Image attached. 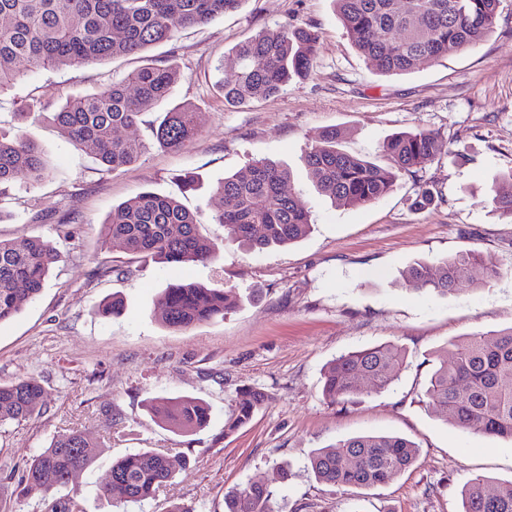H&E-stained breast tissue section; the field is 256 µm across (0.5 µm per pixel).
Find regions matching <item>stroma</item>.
Returning a JSON list of instances; mask_svg holds the SVG:
<instances>
[{
	"instance_id": "35a3bbf8",
	"label": "stroma",
	"mask_w": 512,
	"mask_h": 512,
	"mask_svg": "<svg viewBox=\"0 0 512 512\" xmlns=\"http://www.w3.org/2000/svg\"><path fill=\"white\" fill-rule=\"evenodd\" d=\"M285 23L318 33L312 75L275 98L225 105L217 85L236 68L233 48ZM148 60L182 72L167 103L195 106L198 135L179 151L150 144L136 163L106 170L91 150L61 136L52 114ZM332 126L343 132L342 149L378 164L390 135L439 133L451 150L423 173L438 191L434 205L411 209L407 176L361 207L322 196L301 158ZM0 129L25 131L49 166L43 181L16 182L0 196V239L40 236L59 250L41 294L0 323V382L33 377L46 389L39 414L0 426V466L23 471L52 438L81 431L99 447L75 481L82 512H167L174 501L224 512L225 492L249 483L271 485L286 512H459L469 479L512 480L511 442L461 431L425 397L451 341L512 328V218L488 192L497 175L512 170V0H502L493 31L478 46L398 74L378 72L356 49L332 0H244L238 11L179 30L142 56L27 70L0 95ZM256 159L289 168L290 191L313 214L310 233L296 243L247 250L227 242L213 219L216 186ZM188 175L196 183L186 192ZM146 190L193 212L216 258L170 268L106 240L103 224L113 207ZM469 250L492 257L500 277L475 278L445 297L407 289L403 274L412 264ZM176 280L256 298L224 318L173 329L157 298ZM114 296L122 312L102 314L100 303ZM384 343L405 353L398 381L329 405L324 366ZM243 385L271 399L228 436L224 420ZM162 396L206 402V426L178 433L159 424L145 402ZM377 434L420 448L415 465L390 483L346 490L308 471L310 450ZM142 448L169 453L173 483L144 502L110 505L99 486L113 458ZM278 463L291 470L288 482H278Z\"/></svg>"
}]
</instances>
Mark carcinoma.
I'll use <instances>...</instances> for the list:
<instances>
[{
    "label": "carcinoma",
    "instance_id": "carcinoma-1",
    "mask_svg": "<svg viewBox=\"0 0 512 512\" xmlns=\"http://www.w3.org/2000/svg\"><path fill=\"white\" fill-rule=\"evenodd\" d=\"M346 34L382 73L408 72L454 49L474 47L493 31L501 0H333ZM243 0H0V92L18 79L16 65L62 69L114 57L138 55L170 40L179 28L209 23L236 11ZM318 35L312 29L282 25L258 32L235 47L237 68L221 89L230 105L276 96L289 80L313 70ZM183 74L175 66L146 64L97 91L66 101L54 122L75 146L90 147L96 159L116 170L135 163L146 150L137 138L118 139L115 130L133 127L153 106L165 101ZM198 133L189 104L168 109L152 129L155 143L183 148ZM342 131L324 129L302 157L318 190L344 205H367L390 193L408 175L415 192L410 206L424 210L437 195L422 172L436 158L438 133L416 130L383 141L382 166L339 148ZM48 168L37 143L19 131L0 133V195L19 179L41 182ZM289 170L266 159L254 160L224 178L215 189L219 207L214 220L226 239L250 250L283 247L311 230L310 211L299 197L285 192ZM497 209L512 217V170L490 187ZM106 237L120 241L134 256L163 264L207 262L216 249L201 241L196 216L173 197L144 191L118 206L105 224ZM58 259L53 242L40 236L0 240V323L13 318L36 298ZM480 269L485 281L500 269L478 251L437 265L416 263L404 279L412 290L446 296ZM244 298L231 290L192 282L169 284L158 298L166 326L187 328L224 317ZM405 353L395 344H380L343 354L327 364L322 393L330 405L363 394L368 381L378 391L399 378ZM44 388L34 378L0 382V426L21 422L38 412ZM432 409L462 431L512 440V328L473 335L450 344L438 358L427 389ZM270 395L252 387L235 390L234 408L224 422L228 436L246 426ZM150 414L170 428L189 432L203 427L209 407L198 398L178 396L147 401ZM97 448L75 431L55 438L34 456L19 478L22 491L39 492L46 512H80L74 496H56L86 469ZM419 453L416 444L398 435H362L316 448L307 456L308 470L326 484L369 488L386 484L409 469ZM175 475L169 457L154 448L116 458L112 480L100 487L109 503H140L155 497ZM224 512H282L275 493L264 484H248L224 494ZM460 512H512V481L470 479L461 491Z\"/></svg>",
    "mask_w": 512,
    "mask_h": 512
}]
</instances>
